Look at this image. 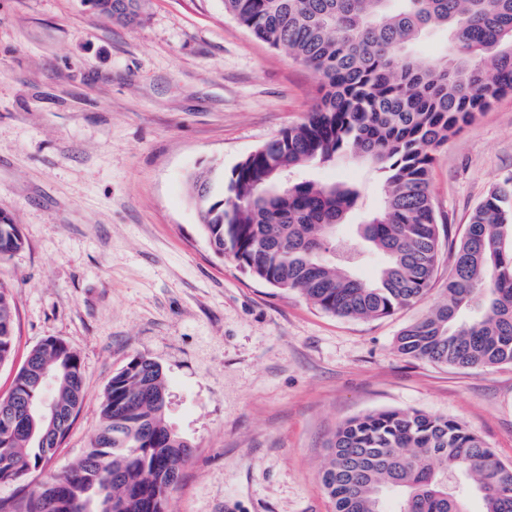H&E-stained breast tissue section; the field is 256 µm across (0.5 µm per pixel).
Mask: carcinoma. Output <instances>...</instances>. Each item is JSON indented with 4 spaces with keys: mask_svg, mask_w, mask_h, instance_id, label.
I'll use <instances>...</instances> for the list:
<instances>
[{
    "mask_svg": "<svg viewBox=\"0 0 512 512\" xmlns=\"http://www.w3.org/2000/svg\"><path fill=\"white\" fill-rule=\"evenodd\" d=\"M98 13L132 25L143 0H95ZM224 12L270 47L319 73L321 96L307 118L240 161L229 175L197 171L189 195L209 246L246 274L304 295L341 317H383L422 300L440 254L430 191L434 152L448 136L512 93V0H224ZM433 28L449 51L422 61L416 42ZM340 157L373 165L381 205L360 225L362 244L336 249L335 230L360 190L283 176ZM22 238L0 213V259ZM384 258L367 281L353 273L365 248ZM13 287L0 276V366L13 359ZM398 352L460 368L512 364V178L475 208L454 252L444 298L397 336ZM54 390L38 386L44 373ZM78 354L48 338L0 399V483L43 467L82 406ZM55 408L42 419L26 401ZM162 367L146 356L112 376L101 425L84 456L0 512H168L187 439L167 420ZM321 482L334 512H512V465L464 424L418 410L351 418L329 440Z\"/></svg>",
    "mask_w": 512,
    "mask_h": 512,
    "instance_id": "1",
    "label": "carcinoma"
}]
</instances>
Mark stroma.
<instances>
[{
    "instance_id": "1",
    "label": "stroma",
    "mask_w": 512,
    "mask_h": 512,
    "mask_svg": "<svg viewBox=\"0 0 512 512\" xmlns=\"http://www.w3.org/2000/svg\"><path fill=\"white\" fill-rule=\"evenodd\" d=\"M320 85L223 0H145L134 26L85 0H0V213L23 239L0 261L17 306L0 397L50 337L79 354L86 389L69 435L27 484L82 457L113 375L138 355L161 365L168 419L194 447L169 512H333L320 481L329 438L385 410L460 421L512 464V364L458 368L395 346L441 300L450 249L425 299L364 319L325 313L210 249L190 176L231 171L301 122ZM309 174L360 189L361 209L336 231L337 243L357 240L383 197L379 173L352 159ZM508 177L512 94L435 154L430 190L451 238Z\"/></svg>"
}]
</instances>
